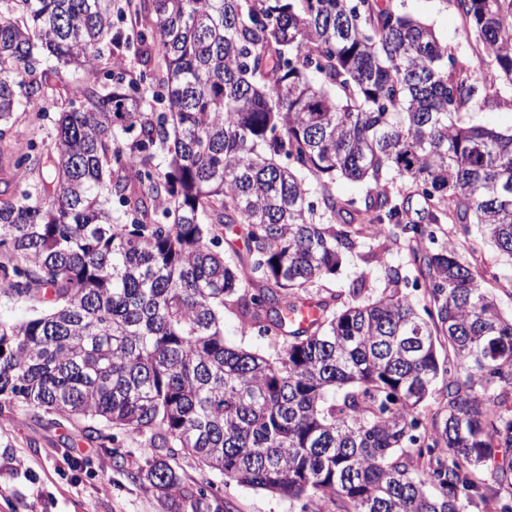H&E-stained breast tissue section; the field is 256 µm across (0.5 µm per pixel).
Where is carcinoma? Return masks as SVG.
I'll list each match as a JSON object with an SVG mask.
<instances>
[{"label": "carcinoma", "instance_id": "carcinoma-1", "mask_svg": "<svg viewBox=\"0 0 512 512\" xmlns=\"http://www.w3.org/2000/svg\"><path fill=\"white\" fill-rule=\"evenodd\" d=\"M455 5L511 103L512 0ZM65 73L47 139L7 143L0 299L40 309L0 318V409L90 422L168 512H226L188 457L301 512H512L480 478L512 448V315L463 256L512 259V130L457 119L478 65L390 0H0V142ZM369 241L407 244L421 299L394 266L314 290ZM226 309L281 350L226 343ZM18 178L13 166V158L8 151L0 154V198L7 199L14 195Z\"/></svg>", "mask_w": 512, "mask_h": 512}]
</instances>
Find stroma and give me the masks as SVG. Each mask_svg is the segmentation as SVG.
Instances as JSON below:
<instances>
[{
  "instance_id": "stroma-1",
  "label": "stroma",
  "mask_w": 512,
  "mask_h": 512,
  "mask_svg": "<svg viewBox=\"0 0 512 512\" xmlns=\"http://www.w3.org/2000/svg\"><path fill=\"white\" fill-rule=\"evenodd\" d=\"M449 53L480 59L488 102L462 113L469 124L512 128V106L500 103L504 83L490 58L464 36L454 0H405ZM70 423L53 425L43 409L0 411V512H164L155 495L118 473L94 443L75 439ZM230 512H299L288 498L235 483L224 486Z\"/></svg>"
}]
</instances>
